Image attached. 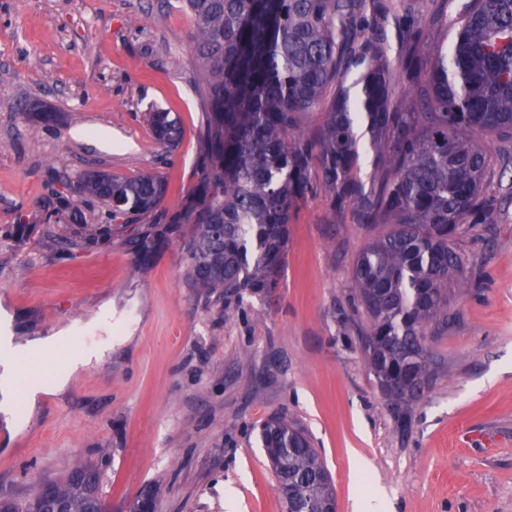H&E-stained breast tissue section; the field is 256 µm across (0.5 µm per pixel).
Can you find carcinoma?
<instances>
[{"label": "carcinoma", "mask_w": 512, "mask_h": 512, "mask_svg": "<svg viewBox=\"0 0 512 512\" xmlns=\"http://www.w3.org/2000/svg\"><path fill=\"white\" fill-rule=\"evenodd\" d=\"M193 19L206 121L199 181L169 230L193 224L188 279L224 298V308L278 287L291 209L310 195L331 211L358 204L369 224L389 230L371 239L353 266L354 310L368 318L361 349L381 390L407 411L436 371L426 331L448 327V284L463 275L454 241L486 217L483 188L489 145L473 137L512 135V0H469L450 44L433 53L426 87L416 77L426 50L398 26L407 55L390 57L386 0H183ZM363 68L350 99L344 74ZM417 87L396 92L397 72ZM321 121L307 126L314 114ZM366 116L377 188L363 193L355 171L354 126ZM158 142L173 148L179 126L149 112ZM81 192L129 222L162 203L161 176L86 173ZM286 512L336 506L331 477L304 432L284 416L261 428ZM99 471L77 464L50 482L71 512H106ZM31 496L0 512H54Z\"/></svg>", "instance_id": "carcinoma-1"}]
</instances>
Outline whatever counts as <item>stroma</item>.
I'll return each instance as SVG.
<instances>
[{
  "instance_id": "35a3bbf8",
  "label": "stroma",
  "mask_w": 512,
  "mask_h": 512,
  "mask_svg": "<svg viewBox=\"0 0 512 512\" xmlns=\"http://www.w3.org/2000/svg\"><path fill=\"white\" fill-rule=\"evenodd\" d=\"M422 41L446 43L466 0H404ZM192 20L179 0H0V309L18 336L70 330L112 352L44 396L16 432L0 419V497L29 498L97 464L106 512L157 485V512H284L260 428L283 414L331 474L336 512H512V138L491 137L484 223L455 240L466 287L430 331L440 369L401 414L379 388L351 308L352 269L386 232L356 207L294 209L277 288L245 309L193 288L183 238L154 216L110 222L67 186L87 171L154 170L174 212L199 180L204 126ZM40 103L46 123L28 114ZM178 118L162 146L150 109ZM110 224L86 240L83 225ZM112 319L99 324L104 303Z\"/></svg>"
}]
</instances>
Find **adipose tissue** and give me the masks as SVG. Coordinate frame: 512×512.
I'll list each match as a JSON object with an SVG mask.
<instances>
[{
	"instance_id": "adipose-tissue-1",
	"label": "adipose tissue",
	"mask_w": 512,
	"mask_h": 512,
	"mask_svg": "<svg viewBox=\"0 0 512 512\" xmlns=\"http://www.w3.org/2000/svg\"><path fill=\"white\" fill-rule=\"evenodd\" d=\"M71 338L67 331L60 330L47 336H17L5 331L0 336V414L12 416L17 400L34 404L40 395L64 387L73 376L87 366L104 360L111 352V345L94 349H70ZM68 348L64 373L47 378L28 375L25 381H18L17 370L22 361L41 356L60 348Z\"/></svg>"
}]
</instances>
